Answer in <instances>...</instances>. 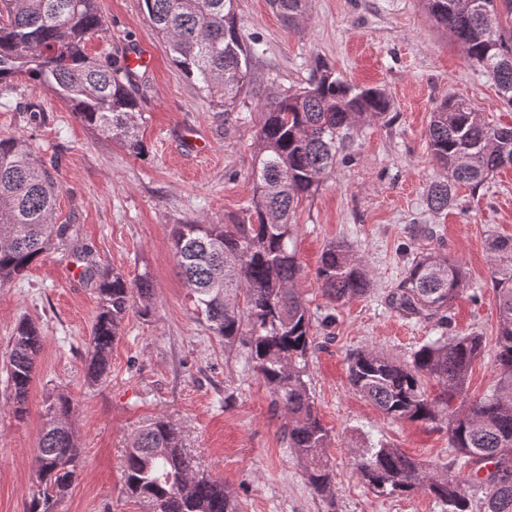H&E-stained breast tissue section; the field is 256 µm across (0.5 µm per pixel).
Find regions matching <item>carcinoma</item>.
<instances>
[{
	"label": "carcinoma",
	"instance_id": "obj_1",
	"mask_svg": "<svg viewBox=\"0 0 512 512\" xmlns=\"http://www.w3.org/2000/svg\"><path fill=\"white\" fill-rule=\"evenodd\" d=\"M97 0H0V87L23 77L60 98L93 133L139 155L141 112L132 73L110 54L90 56L91 38L107 27ZM162 45L187 79L198 84L213 108L230 112L247 84L255 48L245 39L236 0H140ZM308 0H269L291 27H298ZM436 26L468 62L488 74L499 99L512 106V0H423ZM487 12L495 19H481ZM380 88L349 82L328 63L314 64L306 85L268 100L253 151V196L245 216L230 224L196 220L172 231L177 266L197 313L224 346L237 344L272 390L285 423L288 448L301 461L306 482L329 497L336 473L329 465V431L318 416L304 376L312 350L311 315L296 288L303 269L293 244L292 217L312 197L336 164L342 134L361 121L392 111ZM432 158L445 176L428 185L426 206L434 214L454 202L455 188L476 191L499 170L512 166V126L493 125L464 100L450 98L432 112L428 125ZM57 185L50 168L22 138L0 137V285L16 279L49 253L69 226L55 224ZM495 288L497 334L495 389L466 396L469 371L483 351L478 334L429 340L408 360L367 348L349 357L352 388L393 420L445 424L455 456L426 464L380 443L353 449L365 484L377 495L423 493L443 512H470L465 481L453 470L470 467L483 490V512H512V237L487 239ZM83 277L96 289L98 311L91 329L87 378H107L112 348L130 310L148 316L155 306L149 269L129 281L100 268L83 250ZM323 294L333 302L366 295L372 286L361 257L342 241L332 242L317 268ZM461 263L437 251L414 258L389 306L401 315L444 329L466 291ZM43 346L40 329L18 324L7 355V385L13 414L27 412L28 394ZM435 381L439 392L426 393ZM73 401L50 399L36 459L29 512H51L77 477L80 451L72 427ZM125 493L152 503L154 512H241L237 497L200 470L181 444L171 421L157 420L126 449Z\"/></svg>",
	"mask_w": 512,
	"mask_h": 512
}]
</instances>
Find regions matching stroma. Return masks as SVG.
Segmentation results:
<instances>
[{
	"label": "stroma",
	"mask_w": 512,
	"mask_h": 512,
	"mask_svg": "<svg viewBox=\"0 0 512 512\" xmlns=\"http://www.w3.org/2000/svg\"><path fill=\"white\" fill-rule=\"evenodd\" d=\"M97 8L109 34L93 38L88 53L124 56L139 48L152 58L149 69L133 76L144 155L99 139L33 83L18 80L0 90V135L26 140L53 165V221L71 231L46 259L0 285V512H28L45 401L55 393L74 403L81 464L54 512H152L148 503L126 497L123 459L136 433L161 418L178 424L186 450L223 480L244 512H441L428 496H378L360 479L352 451L378 441L430 464L454 452L445 425L390 420L359 396L348 381V357L372 347L403 360L433 337L431 324L400 316L386 297L408 258L436 250L460 262L468 276L453 334L485 339L468 395L494 388L497 318L486 240L512 236V167L479 190L457 187L448 212L432 214L425 191L438 171L427 127L433 110L451 97L492 123L511 124L512 106L501 103L491 77L468 63L421 0H309L295 30L268 0H237L239 23L257 54L250 83L229 114L213 111L175 67L139 0H97ZM318 57L348 81L383 89L395 113L393 121H364L351 130L349 158L338 160L294 217L304 269L298 288L314 337L306 381L330 432L327 456L336 472L329 499L310 491L269 386L243 350H225L195 311L171 243L174 225L221 224L242 215L253 194L249 171L261 107L268 96L303 86ZM29 101L44 111L40 125L19 110ZM424 224L433 236L421 234ZM337 240L361 255L372 274L371 292L342 305L323 295L316 278L322 252ZM77 246L131 280L150 270L156 294L150 316L133 310L126 317L109 376L96 385L87 382L85 365L98 299L74 261ZM23 319L40 328L43 348L27 414L19 419L4 355Z\"/></svg>",
	"instance_id": "1"
}]
</instances>
